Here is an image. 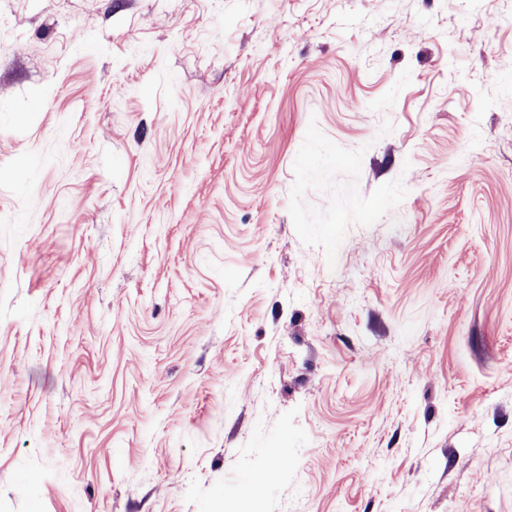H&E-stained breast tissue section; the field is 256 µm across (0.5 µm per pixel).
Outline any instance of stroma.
<instances>
[{
  "instance_id": "35a3bbf8",
  "label": "stroma",
  "mask_w": 512,
  "mask_h": 512,
  "mask_svg": "<svg viewBox=\"0 0 512 512\" xmlns=\"http://www.w3.org/2000/svg\"><path fill=\"white\" fill-rule=\"evenodd\" d=\"M0 512H512V0H0Z\"/></svg>"
}]
</instances>
